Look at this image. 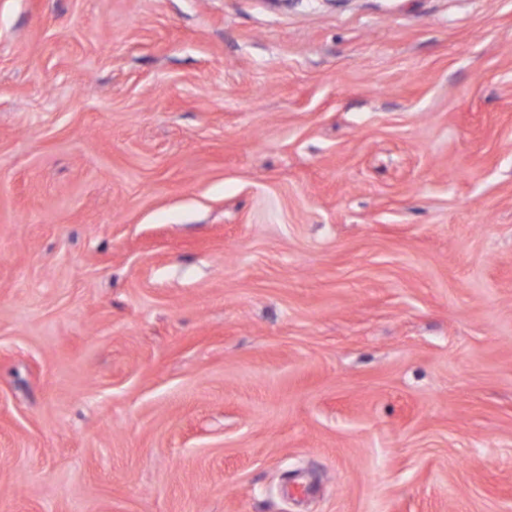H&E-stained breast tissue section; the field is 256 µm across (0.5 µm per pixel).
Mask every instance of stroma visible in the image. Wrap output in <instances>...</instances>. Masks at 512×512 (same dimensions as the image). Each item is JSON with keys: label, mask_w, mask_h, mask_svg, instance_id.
Here are the masks:
<instances>
[{"label": "stroma", "mask_w": 512, "mask_h": 512, "mask_svg": "<svg viewBox=\"0 0 512 512\" xmlns=\"http://www.w3.org/2000/svg\"><path fill=\"white\" fill-rule=\"evenodd\" d=\"M0 512H512V0H0Z\"/></svg>", "instance_id": "stroma-1"}]
</instances>
